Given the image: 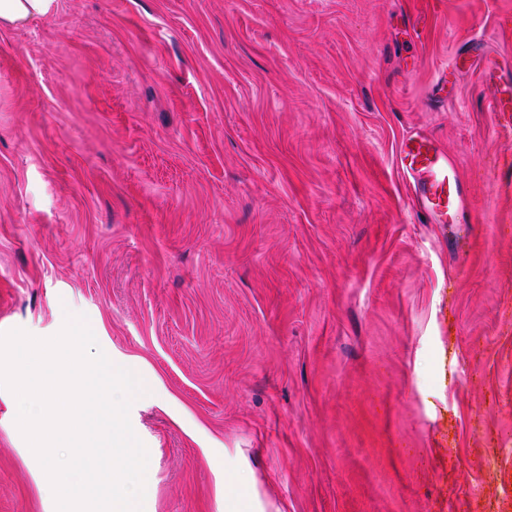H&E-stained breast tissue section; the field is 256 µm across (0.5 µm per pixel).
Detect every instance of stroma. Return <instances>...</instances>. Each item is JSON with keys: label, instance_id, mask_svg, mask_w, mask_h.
<instances>
[{"label": "stroma", "instance_id": "1", "mask_svg": "<svg viewBox=\"0 0 512 512\" xmlns=\"http://www.w3.org/2000/svg\"><path fill=\"white\" fill-rule=\"evenodd\" d=\"M423 17V29L414 20ZM512 0H58L0 28V332L152 384L142 512H512ZM447 72L452 96L429 100ZM427 129L471 242L397 165ZM0 388V512H54ZM466 57H458L455 66L458 68L459 60L470 63V67L475 62L483 63V75L486 83L494 88V112H500L509 115L512 112V83L503 79V67L499 60L486 51L485 43L481 38H473L469 41V47ZM249 462L241 457L232 466L224 469V512H267L266 505L261 500L253 481Z\"/></svg>", "mask_w": 512, "mask_h": 512}]
</instances>
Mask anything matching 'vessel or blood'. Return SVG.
Listing matches in <instances>:
<instances>
[{"mask_svg": "<svg viewBox=\"0 0 512 512\" xmlns=\"http://www.w3.org/2000/svg\"><path fill=\"white\" fill-rule=\"evenodd\" d=\"M469 62H481L486 83L494 89V109L512 113V82L504 80L499 60L487 52L482 39L469 42ZM398 165L416 195L418 213L427 223L459 228L467 223L468 191L455 160L425 129L410 132L397 152Z\"/></svg>", "mask_w": 512, "mask_h": 512, "instance_id": "vessel-or-blood-1", "label": "vessel or blood"}]
</instances>
